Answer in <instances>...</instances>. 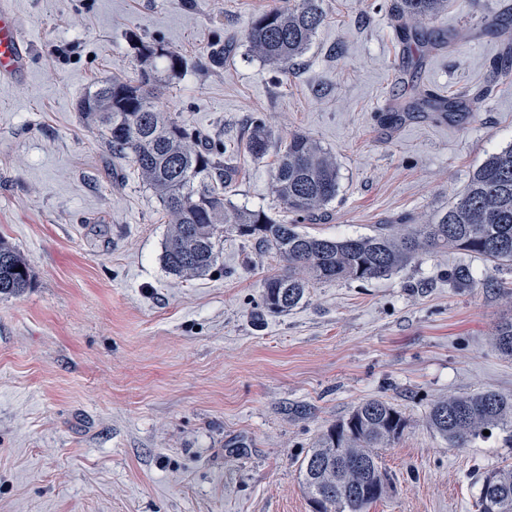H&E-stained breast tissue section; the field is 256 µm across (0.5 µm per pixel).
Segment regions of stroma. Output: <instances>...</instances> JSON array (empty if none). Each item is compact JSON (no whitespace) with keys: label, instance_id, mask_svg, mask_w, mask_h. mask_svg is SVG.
Returning <instances> with one entry per match:
<instances>
[{"label":"stroma","instance_id":"stroma-1","mask_svg":"<svg viewBox=\"0 0 512 512\" xmlns=\"http://www.w3.org/2000/svg\"><path fill=\"white\" fill-rule=\"evenodd\" d=\"M283 4L10 0L33 51L26 79L0 80V238L32 281L0 296V512H312L303 457L371 398L408 426L381 452L391 487L368 512H477L481 475L512 464L502 433L452 448L426 419L451 395L512 392V357L492 336L512 319V270L437 251L381 279L316 283L256 324L276 253L228 231L209 275L168 273L158 197L82 120L102 80L137 79L141 45L174 51L184 68L159 70L157 105L234 166L226 206L287 220L272 185L292 134L335 158V200L300 225L325 237L431 222L512 144V64L489 29L512 0H448L432 26L456 37L418 68L394 0H324V23L285 73L246 39ZM410 76L482 109L387 126ZM257 118L271 133L260 159L247 147ZM460 267L476 285L452 287Z\"/></svg>","mask_w":512,"mask_h":512}]
</instances>
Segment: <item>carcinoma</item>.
<instances>
[{
  "label": "carcinoma",
  "instance_id": "1",
  "mask_svg": "<svg viewBox=\"0 0 512 512\" xmlns=\"http://www.w3.org/2000/svg\"><path fill=\"white\" fill-rule=\"evenodd\" d=\"M447 0H400L408 49L423 54L428 46L422 22L434 19ZM324 18L322 0H288V6L257 16L248 33L249 50L286 72L310 45ZM166 59V70L179 73L183 58L161 46L139 50L140 81L113 77L86 93L79 110L98 128L112 157H132L138 175L160 199L171 229L161 262L179 277L196 278L215 268L220 233L229 225L240 237L275 251L281 271L265 278L262 308L266 313L293 310L316 282L339 279L369 281L388 277L420 254L453 249L475 254L496 269L512 267V145L490 154L472 173L466 189L432 224H381L371 235L331 238L298 230L299 223L324 211L339 190L336 160L314 139L295 134L280 156L273 191L292 220L280 222L264 210L224 206V184L235 168L222 162L196 132L179 124L154 103L159 82L150 64ZM467 111L457 97L426 95L389 115L404 112ZM271 135L261 120L252 121L249 150L256 158L268 150ZM22 271H17V268ZM27 259L0 240V295L30 287ZM493 341L512 356V321L496 326ZM430 427L452 448H468L499 429L512 445V394L494 390L450 396L428 411ZM407 426L401 411L386 401L369 399L348 417L323 432L300 463L309 500L336 504L341 510L366 512L389 487L379 449L398 439ZM478 512H512V466L487 472L481 480Z\"/></svg>",
  "mask_w": 512,
  "mask_h": 512
}]
</instances>
